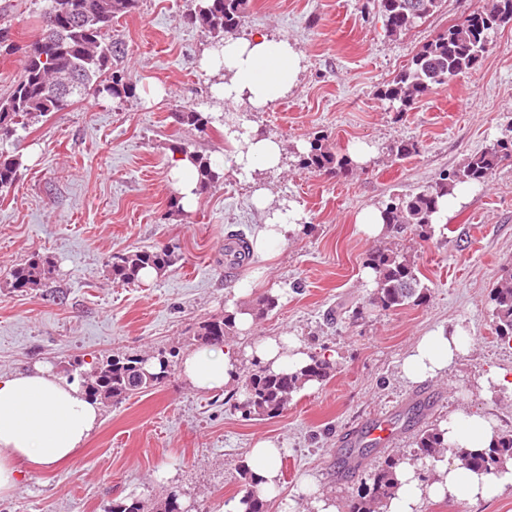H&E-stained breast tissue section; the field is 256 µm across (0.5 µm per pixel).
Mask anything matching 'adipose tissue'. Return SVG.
Segmentation results:
<instances>
[{
    "mask_svg": "<svg viewBox=\"0 0 512 512\" xmlns=\"http://www.w3.org/2000/svg\"><path fill=\"white\" fill-rule=\"evenodd\" d=\"M304 57L295 43L255 33L247 39L225 38L220 48L205 51L201 64L212 74L224 73L215 84V97L225 104L264 107L288 95L295 87ZM224 136L233 147V162L240 176L281 164L283 146L257 129L225 126ZM260 209L268 208L264 190L253 197ZM265 224L251 239V250L266 260L277 253L302 228V214L295 206L269 210ZM471 346L462 326L439 327L416 339L401 360V374L413 383L445 377ZM257 361L273 372L292 373L306 366L310 355L298 338L265 336L252 346L233 344L201 346L184 355L179 374L193 390L208 391L231 386L248 361ZM100 405L86 397L77 381L37 365L25 372L0 373V499L12 497L24 470H40L75 460L100 417ZM438 429L449 446L475 451L488 448L497 434L495 421L469 409L450 412ZM283 443L257 440L249 452L248 466L256 477V493L280 497ZM431 470L422 479V470ZM398 486L385 512H421L428 499L490 500L512 488V461L503 467L477 472L460 460L430 458L400 460L395 469Z\"/></svg>",
    "mask_w": 512,
    "mask_h": 512,
    "instance_id": "adipose-tissue-1",
    "label": "adipose tissue"
}]
</instances>
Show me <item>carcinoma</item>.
I'll list each match as a JSON object with an SVG mask.
<instances>
[{
  "instance_id": "obj_1",
  "label": "carcinoma",
  "mask_w": 512,
  "mask_h": 512,
  "mask_svg": "<svg viewBox=\"0 0 512 512\" xmlns=\"http://www.w3.org/2000/svg\"><path fill=\"white\" fill-rule=\"evenodd\" d=\"M139 0H48L38 20V33L26 47L22 75L10 95L0 100V146L11 142L18 130L27 129L38 117H46L64 110L71 98H85L91 94L106 93L113 98L133 95V84L118 70H110L111 61L125 53L119 42L112 41V21L119 15L137 9ZM439 0H378L380 11L392 35H400L431 15ZM248 0H196L187 20L210 36L218 45L227 34L238 31L247 18ZM512 21V0H487L485 6L467 14L448 30L424 44L411 61L379 94L398 111H408L416 101L454 77L475 68L488 51L489 34L498 26ZM71 77L74 87L65 94L56 90L58 75ZM177 122L204 132L212 117L195 110L176 113ZM325 137L315 136L309 150L300 156L299 165L313 173L338 175L349 170L351 159L329 149ZM175 150L190 156L194 162L199 190L204 191L224 179L219 164L181 145ZM417 145L407 140L394 142L389 152L396 159H405L416 153ZM512 158V140H498L480 152L471 155L462 167L442 172L432 184L412 194L396 195L382 207L385 224L395 237L406 227L415 226L430 233L433 215L441 199L458 184L482 186L504 160ZM18 158L0 149V190L11 188L18 179ZM178 255L171 248L140 249L112 256V279L133 283L140 272L152 268L161 273L173 266ZM375 273L376 288L370 304L383 311H395L407 306H419L427 299L428 288L419 278L415 260L391 248H375L365 260ZM53 262L47 256L36 255L28 263L15 268L10 286L23 291L37 286L52 273ZM490 300L496 323V335L512 341V267L504 270L500 282L492 289ZM234 331L228 315L214 318L199 326L194 339L203 345H219ZM334 371V366L318 355L311 363L294 373L274 374L262 366L246 376L244 402L239 405L244 417L275 418L288 406L294 392L304 381H323ZM168 371L152 372L143 367L138 355L108 357L98 361L90 370L81 373L82 386L88 396L102 402L120 401L141 394L159 384ZM416 456L432 458L450 450L448 443L436 428L424 427L416 440ZM459 457L468 468L489 471L512 459V434L499 433L492 444L480 452L460 451ZM398 460L388 461L375 471L349 512H378L392 496L393 469ZM238 476L245 485L244 500L247 512H269V500L252 490L253 474L241 465ZM113 512H181L179 495L172 491L153 505L142 499L130 504H118Z\"/></svg>"
}]
</instances>
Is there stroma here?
Instances as JSON below:
<instances>
[{
  "label": "stroma",
  "instance_id": "stroma-1",
  "mask_svg": "<svg viewBox=\"0 0 512 512\" xmlns=\"http://www.w3.org/2000/svg\"><path fill=\"white\" fill-rule=\"evenodd\" d=\"M485 2L441 0L435 13L393 36L377 0H249L244 34L261 29L294 42L305 65L288 96L262 110L239 109L240 119L285 149L279 170L251 181L227 166L233 149L222 125L201 132L175 118L188 109H223L211 91L213 75L200 68L211 39L185 19L191 0H139L133 13L113 21L112 36L126 51L112 67L133 83V96L74 101L7 146L22 165L15 185L0 194V372L46 364L75 378L107 356L181 357L196 348L194 331L224 315L235 285L224 275L225 236L252 238L263 221L252 203L260 187L272 205H296L306 222L273 258L251 259L240 273L245 279L266 269L244 304L278 297L252 334H288L310 352H333L335 370L316 390L293 396L280 416L257 420L237 408L242 386L200 393L170 368L142 396L103 405L76 460L26 472L14 496L0 500V512H112L126 498L156 502L172 490L182 512H219L243 494L237 469L262 438L288 448L283 498L294 500L297 512H309L301 491L307 478L346 507L389 459L413 456L419 428L405 426V414L424 386L403 379L399 362L437 326H464L472 345L448 377L434 380L439 395L426 424L473 408L512 433V394L487 396L478 386L488 367L512 372V343L496 336L489 300L502 267L512 263V161L474 189L446 231L424 239L410 228L396 238L417 257L428 289L423 305L387 312L370 305L362 273L377 242L356 224L363 209L415 192L492 142L512 139V23L492 33L477 67L408 111L379 95L422 45ZM4 3L11 9H0V30L16 51L0 55V99L23 72L24 48L46 0ZM316 132L332 150L345 154L365 142L376 153L344 175L300 169L298 154ZM398 140L417 143L418 153L393 159L387 148ZM177 143L226 164L223 183L183 211L172 205L177 193L169 179ZM162 247L179 256L164 274L113 280V255ZM35 254L52 259V275L14 290L13 269ZM385 412L401 425L397 444L364 449L361 467L343 470L345 432ZM166 467L174 471L168 486L156 480Z\"/></svg>",
  "mask_w": 512,
  "mask_h": 512
}]
</instances>
